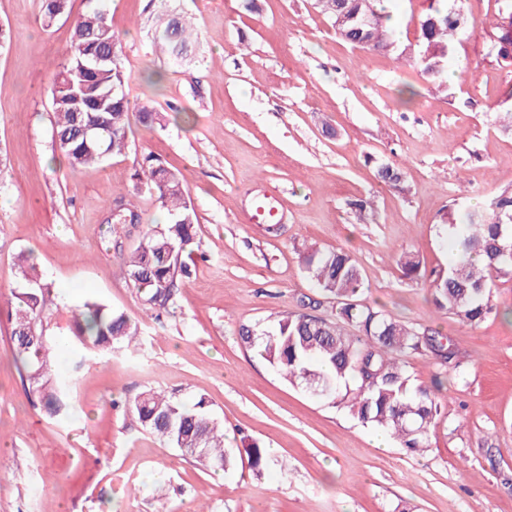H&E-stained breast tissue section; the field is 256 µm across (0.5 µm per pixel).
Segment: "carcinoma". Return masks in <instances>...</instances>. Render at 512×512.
Masks as SVG:
<instances>
[{"label":"carcinoma","instance_id":"cac0c4a2","mask_svg":"<svg viewBox=\"0 0 512 512\" xmlns=\"http://www.w3.org/2000/svg\"><path fill=\"white\" fill-rule=\"evenodd\" d=\"M383 0H314V9L331 22L344 42L383 54L399 50L394 31L385 24ZM68 13V0H42V24L50 26ZM467 15L460 0H431L418 23L416 46L422 73L446 86L448 56ZM194 28L182 16L162 26L156 42L160 52L184 60L194 45ZM490 51L512 66V3L492 33ZM129 74L122 45L102 9L77 18L65 50V63L50 88L58 146L75 166H94L129 148L132 122L152 124L157 113L147 106L136 110L127 98ZM377 175L388 185L401 182L400 168L385 164ZM136 178L154 189L170 221L148 231L126 261L127 275L146 310L161 314L174 303L178 283L189 277L185 261L194 238L197 215L180 178L153 155L143 158ZM309 279L339 305L338 320L329 322L302 312H290L273 328L242 326L240 339L274 366L289 383L305 389H329L332 401L344 405L360 423L379 428L412 452L428 448L429 428L440 416L431 390L417 385L401 357L428 349L442 362L453 360L450 339L429 328L401 323L382 310L361 303L360 266L343 250L315 252L305 257ZM403 275L415 279L420 262L407 253L400 259ZM512 275V184L499 189L482 208L469 210L466 223L455 232L454 259L435 274V307L459 322L476 326L491 312L490 272ZM18 289L12 320L16 360L26 371L32 391L45 402L52 417L67 413L70 382L56 378L51 345L50 311L53 285L32 258L20 256ZM73 334L93 348L110 352L137 345L138 323L127 314L87 301L78 310ZM131 411L168 445L195 457L213 471L227 470L235 457L224 449V433L205 396L191 404L162 391L149 390ZM249 467L258 472L266 450L252 443L244 449Z\"/></svg>","mask_w":512,"mask_h":512}]
</instances>
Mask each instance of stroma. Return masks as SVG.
I'll list each match as a JSON object with an SVG mask.
<instances>
[{"mask_svg":"<svg viewBox=\"0 0 512 512\" xmlns=\"http://www.w3.org/2000/svg\"><path fill=\"white\" fill-rule=\"evenodd\" d=\"M104 2L130 100L161 120L133 125L126 155L84 168L56 144L50 88L90 2L70 0L46 28L41 0H0V512H512V277L493 276L494 310L475 327L436 309L427 277L453 260L448 220L463 223L512 184V135L494 123L512 110V67L489 53L503 0H463L468 25L441 91L417 53L350 46L311 0H258L255 13L240 0ZM171 12L199 32L178 64L154 48ZM154 70L162 80L147 85ZM149 153L183 178L198 218L192 276L158 318L123 264L167 221L134 176ZM391 162L402 168L396 187L377 176ZM258 190L279 199V224L248 223ZM121 200L135 217L115 224ZM362 200L372 209L361 218ZM339 248L361 268L364 303L451 340L454 363L404 359L440 401L423 453L376 447L375 429L290 385L239 338L241 326L287 311L336 320L302 257ZM23 251L55 287L56 371L74 377L64 421L15 361L9 314ZM406 253L422 279L403 277ZM88 299L138 321V348L73 346ZM152 388L207 397L235 468L207 470L148 433L130 407ZM247 441L267 450L262 474L237 453Z\"/></svg>","mask_w":512,"mask_h":512,"instance_id":"1","label":"stroma"}]
</instances>
